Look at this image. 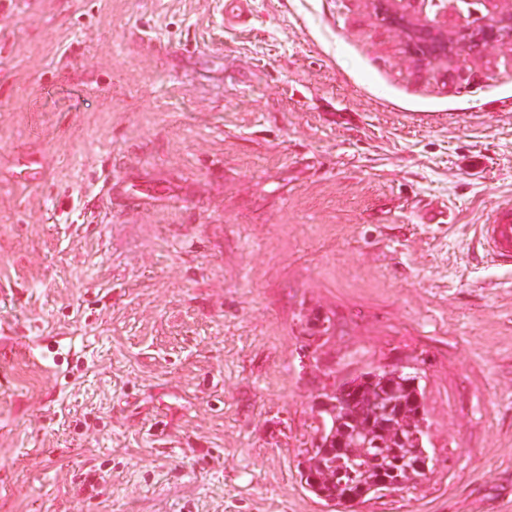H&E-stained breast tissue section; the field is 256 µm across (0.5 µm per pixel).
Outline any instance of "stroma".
I'll return each instance as SVG.
<instances>
[{"label": "stroma", "mask_w": 512, "mask_h": 512, "mask_svg": "<svg viewBox=\"0 0 512 512\" xmlns=\"http://www.w3.org/2000/svg\"><path fill=\"white\" fill-rule=\"evenodd\" d=\"M220 5L0 0V512H512V47ZM392 369L432 471L320 501L317 396ZM248 0H225L222 3V20L227 27L246 22L249 13ZM479 260L500 267L512 266V204L490 210L478 225Z\"/></svg>", "instance_id": "stroma-1"}]
</instances>
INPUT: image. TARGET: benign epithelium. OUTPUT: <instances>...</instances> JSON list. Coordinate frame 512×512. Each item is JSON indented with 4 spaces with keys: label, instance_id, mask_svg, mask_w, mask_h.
Instances as JSON below:
<instances>
[{
    "label": "benign epithelium",
    "instance_id": "7a95c632",
    "mask_svg": "<svg viewBox=\"0 0 512 512\" xmlns=\"http://www.w3.org/2000/svg\"><path fill=\"white\" fill-rule=\"evenodd\" d=\"M414 2L366 0L370 13L399 33L402 51L420 68L478 56L492 44H512V8H500L497 0H489L488 13L478 23L469 22L458 29L419 19Z\"/></svg>",
    "mask_w": 512,
    "mask_h": 512
}]
</instances>
